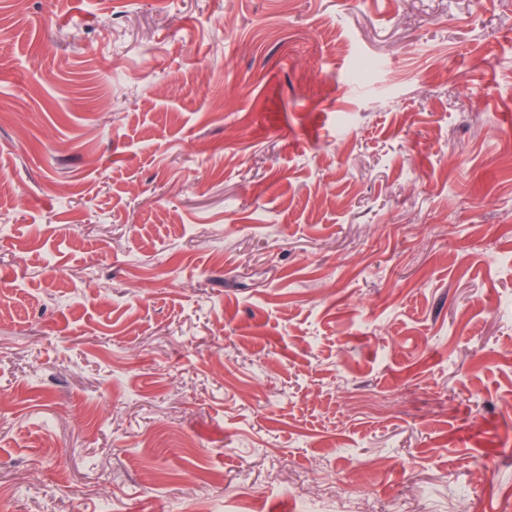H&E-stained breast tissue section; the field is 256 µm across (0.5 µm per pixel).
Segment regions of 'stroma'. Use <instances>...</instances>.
Returning <instances> with one entry per match:
<instances>
[{"label": "stroma", "mask_w": 512, "mask_h": 512, "mask_svg": "<svg viewBox=\"0 0 512 512\" xmlns=\"http://www.w3.org/2000/svg\"><path fill=\"white\" fill-rule=\"evenodd\" d=\"M0 512H512V0H0Z\"/></svg>", "instance_id": "1"}]
</instances>
